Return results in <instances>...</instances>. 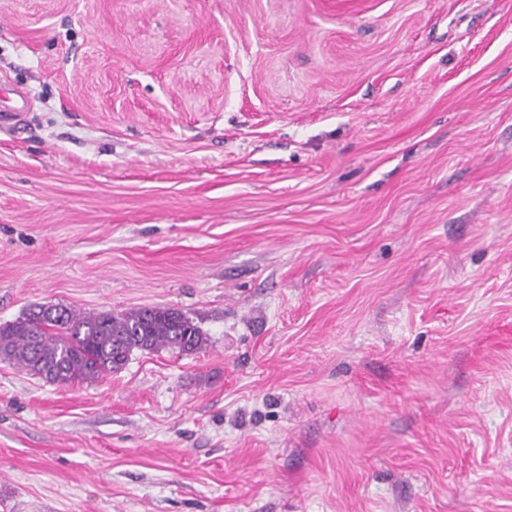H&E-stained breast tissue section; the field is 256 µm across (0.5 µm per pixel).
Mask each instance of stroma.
<instances>
[{
  "instance_id": "1",
  "label": "stroma",
  "mask_w": 512,
  "mask_h": 512,
  "mask_svg": "<svg viewBox=\"0 0 512 512\" xmlns=\"http://www.w3.org/2000/svg\"><path fill=\"white\" fill-rule=\"evenodd\" d=\"M0 512H512V0H0ZM203 336L176 309L84 314L44 303L0 325V360L53 384L88 382L121 370L134 350L194 352L205 344Z\"/></svg>"
}]
</instances>
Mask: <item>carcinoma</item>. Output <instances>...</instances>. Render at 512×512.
Listing matches in <instances>:
<instances>
[{"instance_id":"carcinoma-1","label":"carcinoma","mask_w":512,"mask_h":512,"mask_svg":"<svg viewBox=\"0 0 512 512\" xmlns=\"http://www.w3.org/2000/svg\"><path fill=\"white\" fill-rule=\"evenodd\" d=\"M204 344L193 320L171 308L84 314L44 303L0 325V360L53 384L98 380L121 370L135 350L189 353Z\"/></svg>"}]
</instances>
